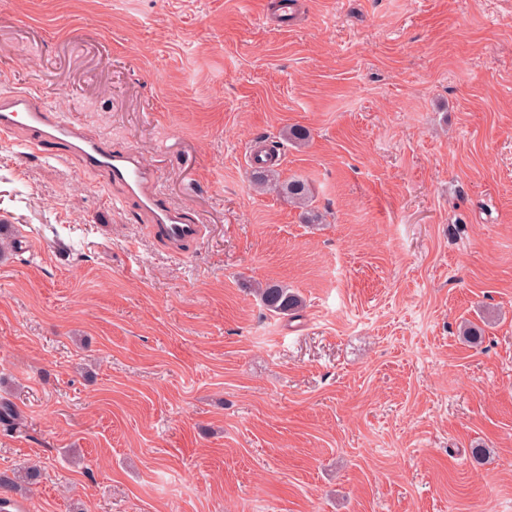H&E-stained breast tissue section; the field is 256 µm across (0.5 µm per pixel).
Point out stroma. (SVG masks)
<instances>
[{"mask_svg": "<svg viewBox=\"0 0 512 512\" xmlns=\"http://www.w3.org/2000/svg\"><path fill=\"white\" fill-rule=\"evenodd\" d=\"M273 2L0 0V94L205 227L173 255L64 145L0 140L27 512H512V0ZM271 147L309 202L254 187ZM255 292L266 309L277 314L295 315L303 305L300 295L288 286L266 284L263 287L258 284Z\"/></svg>", "mask_w": 512, "mask_h": 512, "instance_id": "35a3bbf8", "label": "stroma"}]
</instances>
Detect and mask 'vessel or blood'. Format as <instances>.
Here are the masks:
<instances>
[{
    "label": "vessel or blood",
    "mask_w": 512,
    "mask_h": 512,
    "mask_svg": "<svg viewBox=\"0 0 512 512\" xmlns=\"http://www.w3.org/2000/svg\"><path fill=\"white\" fill-rule=\"evenodd\" d=\"M21 131L34 135L38 148L46 142L63 144L82 169L105 174L122 185L128 197L149 216L154 235L171 250H181L202 236L203 225L193 222L183 209L159 195L152 171L135 151L109 149L99 139L62 119L37 95L15 91L0 97V135L7 137Z\"/></svg>",
    "instance_id": "1"
}]
</instances>
